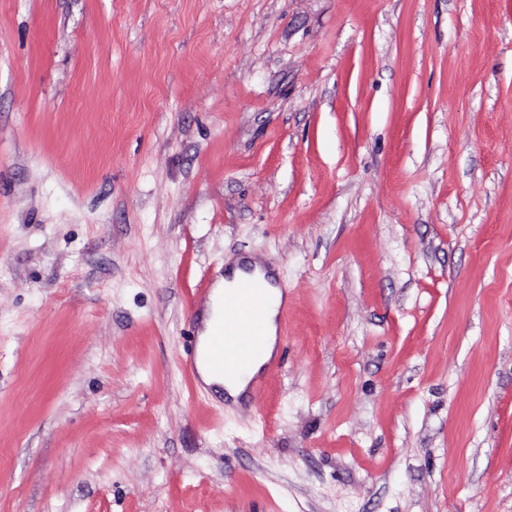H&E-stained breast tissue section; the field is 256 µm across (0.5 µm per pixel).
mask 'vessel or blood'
Instances as JSON below:
<instances>
[{
	"label": "vessel or blood",
	"instance_id": "obj_1",
	"mask_svg": "<svg viewBox=\"0 0 512 512\" xmlns=\"http://www.w3.org/2000/svg\"><path fill=\"white\" fill-rule=\"evenodd\" d=\"M287 316V304H274L272 295L254 277L241 279L224 297V310L210 329L207 340L192 337L184 357L190 378L198 376V361L226 375L247 374L265 345L264 326L270 306Z\"/></svg>",
	"mask_w": 512,
	"mask_h": 512
}]
</instances>
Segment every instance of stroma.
<instances>
[{"instance_id": "obj_1", "label": "stroma", "mask_w": 512, "mask_h": 512, "mask_svg": "<svg viewBox=\"0 0 512 512\" xmlns=\"http://www.w3.org/2000/svg\"><path fill=\"white\" fill-rule=\"evenodd\" d=\"M0 512H512V0H0ZM228 263H230V270H229L228 275L226 276L225 279H220L215 284L214 295L212 297L213 300L211 303H208L206 306V309L204 312V317H203V330L201 333L202 339H204L205 336L207 335L209 324H210L212 317L214 316V314L216 312H218V313L220 312V308H218V301L220 300L221 295H223L224 289L232 288L235 281L238 279V277L243 275L246 270H248L250 268H254L256 270H258L259 268H262L259 265V263L254 259H252L250 261H246V262H241L240 258H236L234 260L228 259ZM273 296L263 283L254 277L241 279L235 288L224 295V310L210 329L206 342L200 341L198 333L192 336L190 348L184 357L187 375L196 381L198 371L202 380L208 385L224 388L226 393L235 400L248 391L251 377L271 357L276 340L277 312L270 311L265 324ZM266 353L253 367L247 378L226 381L214 375L204 364L197 363L202 358L213 370L226 375H246L255 357L265 345Z\"/></svg>"}]
</instances>
